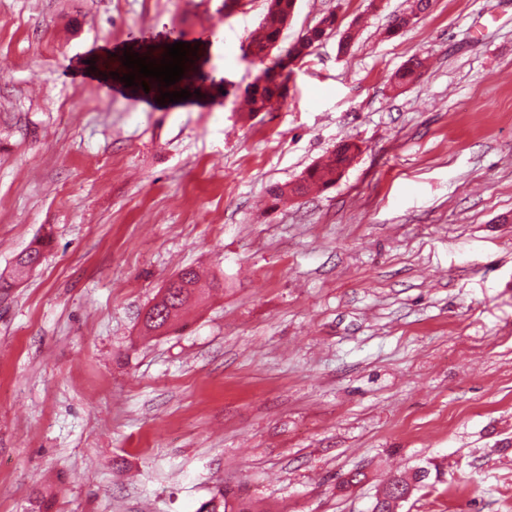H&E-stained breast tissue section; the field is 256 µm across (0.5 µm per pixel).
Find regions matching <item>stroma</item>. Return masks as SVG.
Returning a JSON list of instances; mask_svg holds the SVG:
<instances>
[{
  "label": "stroma",
  "instance_id": "35a3bbf8",
  "mask_svg": "<svg viewBox=\"0 0 512 512\" xmlns=\"http://www.w3.org/2000/svg\"><path fill=\"white\" fill-rule=\"evenodd\" d=\"M297 0L338 31L247 115L265 0H0V512H512V0ZM354 28L348 53L339 32ZM207 42L211 104L78 80L100 45ZM411 82L394 75L413 57ZM331 188L273 204L343 140ZM193 267L219 287L163 335L140 317ZM359 470L364 482L338 483ZM26 255L23 258L18 259L7 276L0 273V288H4V284L7 285V279L15 282L17 279L23 277L27 273V267L31 262H36L43 255L39 245L29 246L26 250ZM413 471L411 475L390 478L392 481L387 485L382 499H377L372 512H392L391 501H396L400 496L409 493V498L406 500L408 501L415 490L428 485L432 478L434 482H439L444 474L442 467L433 461H427L424 466H418ZM234 499L236 507L230 501ZM222 509V510H220ZM251 508L240 497H236L235 492L225 486L220 488L217 493L206 503H204L199 512H251Z\"/></svg>",
  "mask_w": 512,
  "mask_h": 512
}]
</instances>
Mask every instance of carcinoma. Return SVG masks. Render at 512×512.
Masks as SVG:
<instances>
[{"instance_id":"obj_1","label":"carcinoma","mask_w":512,"mask_h":512,"mask_svg":"<svg viewBox=\"0 0 512 512\" xmlns=\"http://www.w3.org/2000/svg\"><path fill=\"white\" fill-rule=\"evenodd\" d=\"M431 5V0H416L415 12L396 17L388 30L392 36L404 29L415 18L416 13L426 11ZM296 0H267V11L264 16L260 31L250 38L245 54L270 56L273 49L278 47L282 30L286 20L293 14ZM336 29V15L329 13L321 18L319 23L307 29L294 43L290 44L266 67L267 77L262 82L252 83L246 91L249 102V112H267L275 103L285 97L287 83L290 76L288 67L295 61L309 55L311 48ZM359 147L351 141H343L336 146V150L328 157L327 161L308 168L302 177L294 183L275 185L271 188V196L278 201L284 198L297 197L305 194L311 186L316 185L328 189L336 184L344 170L351 164ZM42 256L40 246H30L26 249V255L18 259L9 275L0 273V288L4 287L7 280L15 281L27 273L30 263L36 262ZM181 283L176 288L170 305L164 307V314L158 320L146 327L144 333L148 334L157 328L166 325L171 326L172 320L191 300L205 294V289L199 285V275L194 269H184L179 274ZM443 469L440 465L428 461L423 466L414 468L410 475L394 476L387 485L383 497L377 499L372 512H391V502L400 496L414 493L415 490L426 486L429 481L441 480ZM199 512H251V508L235 492L224 487L206 503Z\"/></svg>"}]
</instances>
